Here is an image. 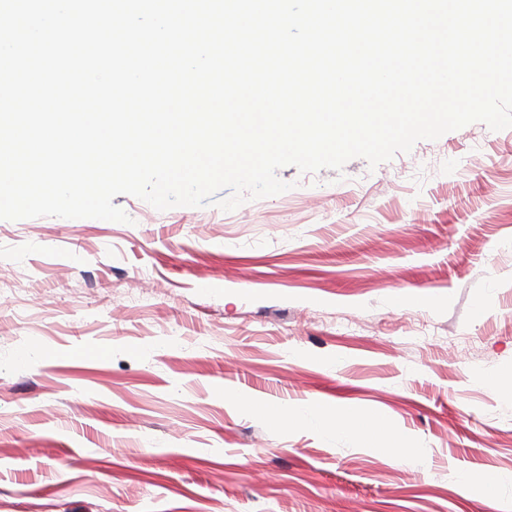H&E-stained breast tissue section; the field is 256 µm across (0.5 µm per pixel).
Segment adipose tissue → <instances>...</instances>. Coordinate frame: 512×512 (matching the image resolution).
Masks as SVG:
<instances>
[{
    "label": "adipose tissue",
    "mask_w": 512,
    "mask_h": 512,
    "mask_svg": "<svg viewBox=\"0 0 512 512\" xmlns=\"http://www.w3.org/2000/svg\"><path fill=\"white\" fill-rule=\"evenodd\" d=\"M277 423L298 426L320 435H342L360 447L371 446L372 433L353 424L349 410L343 406L327 407L297 405L281 408L275 415Z\"/></svg>",
    "instance_id": "1"
}]
</instances>
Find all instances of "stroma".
<instances>
[{
  "label": "stroma",
  "instance_id": "stroma-1",
  "mask_svg": "<svg viewBox=\"0 0 512 512\" xmlns=\"http://www.w3.org/2000/svg\"><path fill=\"white\" fill-rule=\"evenodd\" d=\"M277 176L231 212L0 220V512H512V128ZM301 404L374 444L269 418Z\"/></svg>",
  "mask_w": 512,
  "mask_h": 512
}]
</instances>
